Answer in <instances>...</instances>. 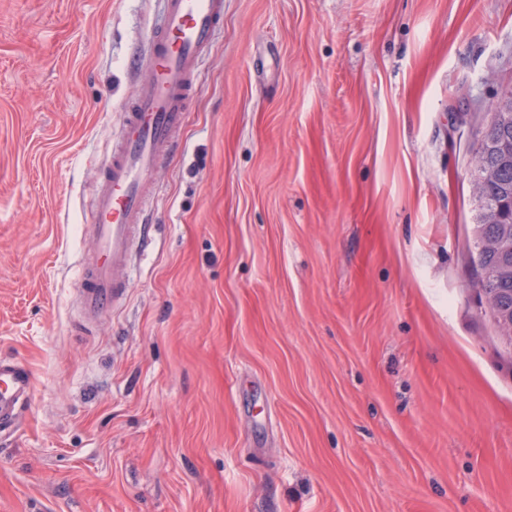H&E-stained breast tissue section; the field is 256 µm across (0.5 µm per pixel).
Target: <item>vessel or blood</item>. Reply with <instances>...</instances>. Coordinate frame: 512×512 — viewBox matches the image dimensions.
<instances>
[{
	"instance_id": "b4317fda",
	"label": "vessel or blood",
	"mask_w": 512,
	"mask_h": 512,
	"mask_svg": "<svg viewBox=\"0 0 512 512\" xmlns=\"http://www.w3.org/2000/svg\"><path fill=\"white\" fill-rule=\"evenodd\" d=\"M224 0H166L146 64L150 77L128 105L119 138L91 194L95 253L80 270L87 320L109 312L129 286L134 250L145 248L147 185L183 128L194 77L207 60ZM33 379L20 361L0 358V427L22 425Z\"/></svg>"
}]
</instances>
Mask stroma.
Wrapping results in <instances>:
<instances>
[{"instance_id":"1","label":"stroma","mask_w":512,"mask_h":512,"mask_svg":"<svg viewBox=\"0 0 512 512\" xmlns=\"http://www.w3.org/2000/svg\"><path fill=\"white\" fill-rule=\"evenodd\" d=\"M163 0H0V512H512L472 145L512 0H224L98 323L88 196ZM29 369L13 358H0V426L17 430L22 425L32 393Z\"/></svg>"}]
</instances>
